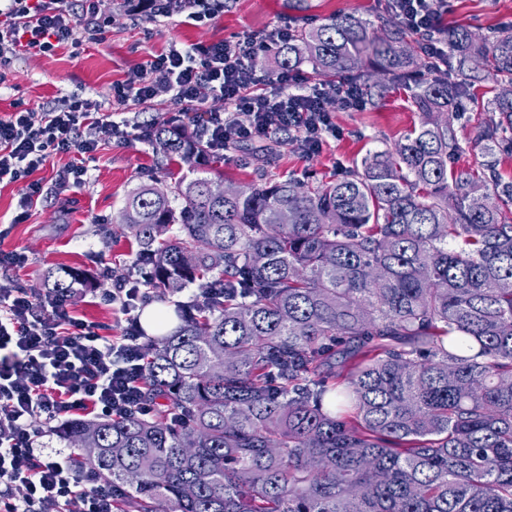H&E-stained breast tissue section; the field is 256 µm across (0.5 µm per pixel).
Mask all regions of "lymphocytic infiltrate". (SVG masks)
Wrapping results in <instances>:
<instances>
[{"label":"lymphocytic infiltrate","mask_w":512,"mask_h":512,"mask_svg":"<svg viewBox=\"0 0 512 512\" xmlns=\"http://www.w3.org/2000/svg\"><path fill=\"white\" fill-rule=\"evenodd\" d=\"M389 10L424 35L423 52L434 72L448 64L445 44L433 34L447 0H387ZM156 17L187 14L199 25L224 11V0H141ZM104 23L100 0H85L75 17L68 0H0V65L19 52L51 53L95 41ZM284 26L266 34L169 46L146 65L133 68L114 88L122 105L170 97L180 125L198 128L211 152L230 144L269 140L295 132L304 156L320 153L339 132L330 102L349 110L365 105L352 81L309 82L301 69L259 73L260 57L286 42ZM208 96H201V89ZM95 126L120 142H149L151 129L129 126L91 111L78 98L57 108H29L0 117V180L24 182L23 206L42 193L32 174L58 154L93 153L97 143L80 136ZM102 301L127 316L122 335L103 336L96 324L74 313V294L51 288H20L0 293V512H115L111 485L77 472L66 449H49L41 439L52 423L85 413L98 416L149 411L141 377L145 344L134 316L146 297L140 281L112 279Z\"/></svg>","instance_id":"f902f5d3"}]
</instances>
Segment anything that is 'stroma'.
Wrapping results in <instances>:
<instances>
[{"label":"stroma","mask_w":512,"mask_h":512,"mask_svg":"<svg viewBox=\"0 0 512 512\" xmlns=\"http://www.w3.org/2000/svg\"><path fill=\"white\" fill-rule=\"evenodd\" d=\"M101 10L111 16L99 40L83 45L79 53L61 47L50 54H20L0 68V116L15 107L35 110L61 106L79 95L100 112H122L142 124L165 120L178 112L169 97L147 107L119 108L113 86L136 66L147 64L169 44L191 45L224 40L245 33H266L281 26L301 27L336 14L370 20L375 29L391 27L395 17L382 0H226L223 14L208 25L196 26L185 17L162 18L148 11L131 14L125 0H104ZM445 23L484 33L512 26V0H448ZM334 121L341 135L319 154L304 157L295 141H280L275 154L266 143H248L246 150H227L214 168L225 184L245 186L269 180L328 183L359 166L369 152L392 146L420 122L404 90L390 83L384 99L363 110L336 109ZM98 146L86 160L85 182L66 187L55 182L57 169L81 161L78 153L54 157L33 173L43 193L28 208H21L22 186L0 181V251H16L24 262L0 271V292L16 288H43L48 274L68 265L84 270L93 280L77 314L99 324L105 336L121 335L127 325L118 306L99 302L104 286L103 266L128 275L136 245L120 231L122 210L130 192L141 184L166 187L192 178L193 165L180 158L157 155L150 144L119 143L106 132H91Z\"/></svg>","instance_id":"obj_1"}]
</instances>
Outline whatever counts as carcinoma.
Here are the masks:
<instances>
[{
	"label": "carcinoma",
	"mask_w": 512,
	"mask_h": 512,
	"mask_svg": "<svg viewBox=\"0 0 512 512\" xmlns=\"http://www.w3.org/2000/svg\"><path fill=\"white\" fill-rule=\"evenodd\" d=\"M443 32L439 76L420 74L402 25L350 15L278 49L328 82L363 64L403 81L421 122L361 168L316 188L226 197L200 176L128 196L133 265L160 298L199 292L147 343L150 413L60 426L73 467L120 488L124 512H512V183L455 167L512 151V96L488 100L469 139L449 116L481 80L512 86V31ZM150 143L207 153L170 120ZM51 276L61 294L91 284Z\"/></svg>",
	"instance_id": "1"
}]
</instances>
